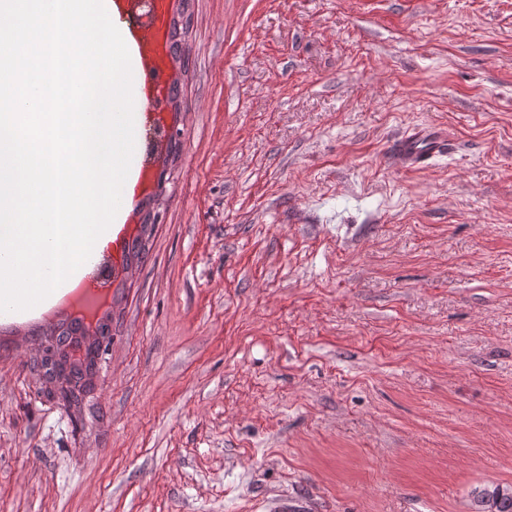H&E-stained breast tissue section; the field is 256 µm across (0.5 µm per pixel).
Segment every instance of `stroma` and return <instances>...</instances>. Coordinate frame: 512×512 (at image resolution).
<instances>
[{
  "label": "stroma",
  "mask_w": 512,
  "mask_h": 512,
  "mask_svg": "<svg viewBox=\"0 0 512 512\" xmlns=\"http://www.w3.org/2000/svg\"><path fill=\"white\" fill-rule=\"evenodd\" d=\"M182 149L81 409L0 335V512H473L512 486V0H170ZM451 150L398 169L390 141ZM449 150L450 143L445 133L420 127L393 141L389 146L388 159L405 169H422ZM474 512H512V487L487 484L472 491Z\"/></svg>",
  "instance_id": "1"
}]
</instances>
